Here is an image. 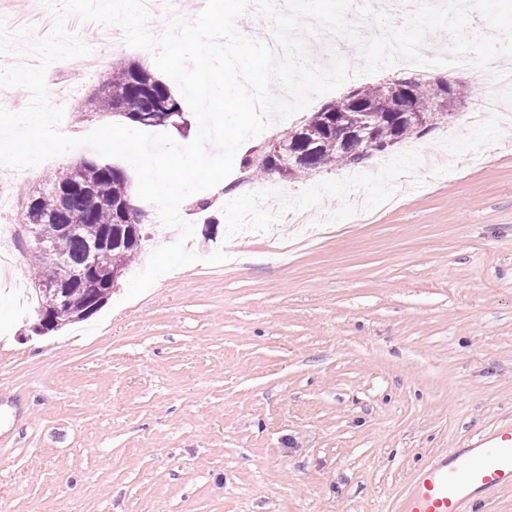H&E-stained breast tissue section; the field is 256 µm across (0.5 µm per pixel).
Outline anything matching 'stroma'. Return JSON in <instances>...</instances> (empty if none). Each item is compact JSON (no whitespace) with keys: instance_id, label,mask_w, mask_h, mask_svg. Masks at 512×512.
<instances>
[{"instance_id":"35a3bbf8","label":"stroma","mask_w":512,"mask_h":512,"mask_svg":"<svg viewBox=\"0 0 512 512\" xmlns=\"http://www.w3.org/2000/svg\"><path fill=\"white\" fill-rule=\"evenodd\" d=\"M44 36L43 0H0ZM91 65L52 64L70 134L105 125L102 28L72 16ZM392 67L350 79L239 149L221 194L186 199L198 263L126 300L120 279L87 320L35 334L24 200L95 151L22 170L0 281V503L7 512H393L434 453L512 420V129H473L482 79L424 134L346 170L292 179L243 166L314 112ZM320 217L310 241L265 188ZM278 236L237 239L239 213ZM226 263L205 264L216 250Z\"/></svg>"}]
</instances>
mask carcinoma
Wrapping results in <instances>:
<instances>
[{"label": "carcinoma", "instance_id": "cac0c4a2", "mask_svg": "<svg viewBox=\"0 0 512 512\" xmlns=\"http://www.w3.org/2000/svg\"><path fill=\"white\" fill-rule=\"evenodd\" d=\"M450 83L452 80L448 78L424 84L413 77H400L384 84L359 87L357 91L364 110L355 108L350 94L320 109L316 118L322 123L316 126L315 148H310L306 133H297L292 140L290 167H282L278 159L266 156L258 162L247 158L244 166L257 167L268 175L296 178L336 163L359 165L368 156L385 152L416 131L415 116L437 108L449 110L452 105ZM97 103L103 111L143 114L147 118L146 126L158 125L151 116L163 105L176 107L164 83L149 71L126 62L112 68V80L103 85ZM362 117L370 124V149L364 151L358 147L357 137L342 145L336 142V133L350 130ZM82 179L94 188L92 197L73 195L65 200L58 194L57 189L71 182V171L68 170L44 182L42 191L29 200L24 217L25 224L36 226L46 239L55 238L61 225L76 226L77 234L61 241L65 255L74 267L83 265L91 243L112 231V248L101 253L96 268L98 287L84 289L76 304L78 312L67 309L52 312L46 309L47 300L38 297L39 309L52 316L54 330L65 322L85 319L102 306L114 288V274L125 273L143 238L141 224L134 220L140 211L137 196L121 170L89 162L82 165ZM35 253L39 264L34 281L58 278L59 273L50 257L38 249Z\"/></svg>", "mask_w": 512, "mask_h": 512}]
</instances>
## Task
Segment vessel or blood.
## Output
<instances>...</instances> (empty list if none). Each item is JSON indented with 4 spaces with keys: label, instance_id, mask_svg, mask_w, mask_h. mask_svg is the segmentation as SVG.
Wrapping results in <instances>:
<instances>
[{
    "label": "vessel or blood",
    "instance_id": "obj_1",
    "mask_svg": "<svg viewBox=\"0 0 512 512\" xmlns=\"http://www.w3.org/2000/svg\"><path fill=\"white\" fill-rule=\"evenodd\" d=\"M408 484L399 512H473L484 498L512 486V423L433 456Z\"/></svg>",
    "mask_w": 512,
    "mask_h": 512
}]
</instances>
